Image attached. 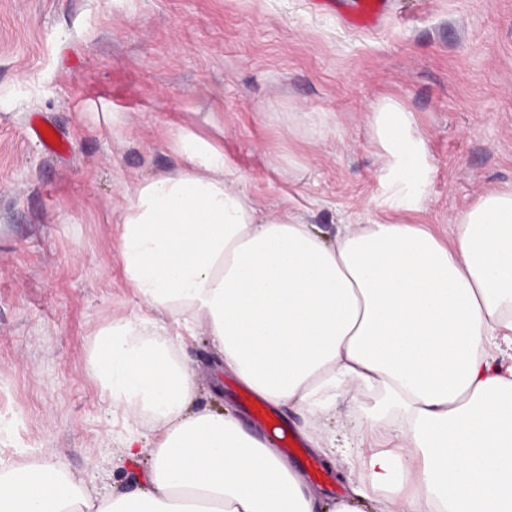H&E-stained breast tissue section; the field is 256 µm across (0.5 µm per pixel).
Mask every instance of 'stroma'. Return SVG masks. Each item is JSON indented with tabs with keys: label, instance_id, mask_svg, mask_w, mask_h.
<instances>
[{
	"label": "stroma",
	"instance_id": "1",
	"mask_svg": "<svg viewBox=\"0 0 512 512\" xmlns=\"http://www.w3.org/2000/svg\"><path fill=\"white\" fill-rule=\"evenodd\" d=\"M355 2L331 14L313 0H0V407L18 425L0 457L51 451L93 491L144 481V458L112 466L126 424L89 352L97 328L142 309L112 206L179 167L168 129L217 113L257 204L329 236L392 215L366 124L385 95L428 148L408 221L447 235L478 194L512 185V0H387L371 28L346 22ZM112 102L128 109L118 134ZM305 112L334 121L313 135ZM183 359L197 408L245 414L243 385L205 337Z\"/></svg>",
	"mask_w": 512,
	"mask_h": 512
}]
</instances>
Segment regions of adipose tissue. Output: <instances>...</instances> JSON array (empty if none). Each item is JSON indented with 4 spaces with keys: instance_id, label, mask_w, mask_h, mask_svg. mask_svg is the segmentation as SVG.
<instances>
[{
    "instance_id": "ef3b65f1",
    "label": "adipose tissue",
    "mask_w": 512,
    "mask_h": 512,
    "mask_svg": "<svg viewBox=\"0 0 512 512\" xmlns=\"http://www.w3.org/2000/svg\"><path fill=\"white\" fill-rule=\"evenodd\" d=\"M391 208L416 209L428 148L398 100L367 115ZM179 168L138 183L112 214L146 314L97 329L94 373L128 425L153 435L146 480L92 493L52 454L0 459V512H512V186L484 191L447 236L393 220L316 225L256 207L217 143L167 133ZM297 414L353 480L329 498L230 411L195 407L186 338ZM348 424L330 428L339 400ZM377 447L352 444L363 435Z\"/></svg>"
}]
</instances>
